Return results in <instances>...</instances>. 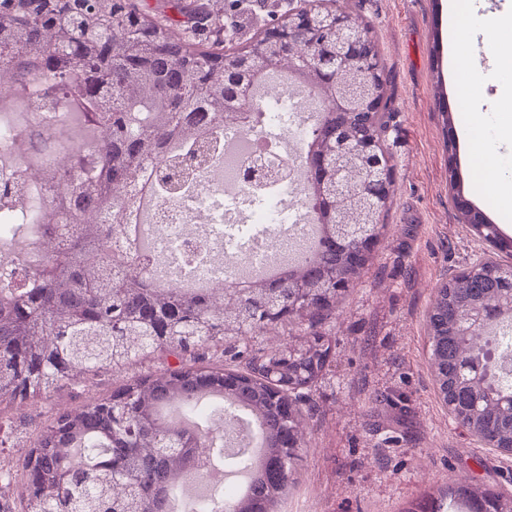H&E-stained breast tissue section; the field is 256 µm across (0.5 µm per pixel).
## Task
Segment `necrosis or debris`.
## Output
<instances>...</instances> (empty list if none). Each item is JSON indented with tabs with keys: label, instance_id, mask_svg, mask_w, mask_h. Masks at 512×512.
<instances>
[{
	"label": "necrosis or debris",
	"instance_id": "obj_1",
	"mask_svg": "<svg viewBox=\"0 0 512 512\" xmlns=\"http://www.w3.org/2000/svg\"><path fill=\"white\" fill-rule=\"evenodd\" d=\"M32 83L24 96L0 89V183L21 182L20 196L0 200V276L34 278L60 225L70 212L62 176L68 160L92 155L102 133L62 137L71 113L54 111ZM308 103L293 88L278 85L262 117H250L235 140L214 141V161L188 171L184 188L156 199L154 216L140 234L152 246V265L178 274L181 284L221 289L243 269H267L270 261L299 257L312 225L300 174L301 131ZM281 168L282 179L255 188L244 171L257 162Z\"/></svg>",
	"mask_w": 512,
	"mask_h": 512
}]
</instances>
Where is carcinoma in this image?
<instances>
[{
	"label": "carcinoma",
	"instance_id": "1",
	"mask_svg": "<svg viewBox=\"0 0 512 512\" xmlns=\"http://www.w3.org/2000/svg\"><path fill=\"white\" fill-rule=\"evenodd\" d=\"M69 14L60 23L57 0H0V68L15 84L33 81L45 86L54 111L68 112L71 100L60 92L69 86L84 102L88 121L105 130L96 157H80L72 169L89 175L70 179L75 206L104 220L85 221L68 234L42 265L33 286L19 284L0 293V403L41 397L65 383H78L107 368L124 367L155 352H187L270 330L281 323L302 326V358L292 363L277 354L257 356L244 343L231 355L242 365L183 366L124 384L103 399L75 413L54 416L37 443L24 453L20 476L0 470V482L21 479L26 512H43L51 500L56 512H178L176 492L183 476L195 468L199 428L184 429L162 415L180 406L194 415L219 394L251 409L262 422V459L240 455L232 465L249 473L241 496L215 486L198 501L194 512H273L285 498L301 459L300 433L309 418L305 390L323 372L329 348L318 330L336 310L344 294L313 304L301 300L293 315L272 318L276 304L291 293L308 294L325 276L358 282L371 258L359 255L350 242L336 238L335 226L356 221L361 205L358 189L367 178L352 153L344 159L343 196H323L332 169L316 166L312 157L327 153L336 135L353 144L369 138L385 141L389 78L377 43L368 57L350 64L354 84L375 68V103L349 112H321L303 130V162L313 221L328 228L319 251L288 266L275 280L258 279L252 303L242 311L240 300L204 290L155 286L141 266V254L125 271L114 270L106 252L123 237L127 209L137 205L132 194L145 171L170 149L185 153L175 164L158 170L156 182L165 191L181 188L176 172L184 163L196 167L211 157V145L200 138L207 126L224 133L239 112L224 110L237 95L230 69L250 59L288 67L280 38L262 29L234 53H225L235 31L224 24L214 3L196 6L198 21L190 27L169 15L144 17L151 36L129 30L126 0H68ZM90 27L97 36L68 54L49 57L46 49ZM312 47L311 69L298 81L311 95L330 105L341 87L336 69L322 63L337 35L332 24ZM449 181L456 186L454 118L446 111ZM454 203L468 204L464 223L483 230L496 244L495 254L512 255V238L499 232L484 213L469 205L461 191ZM511 266L496 261L487 267H464L437 288L426 316L430 368L452 423L475 437L489 436L512 446V318L494 327L464 333L458 313L464 309L494 310L501 303ZM125 402L127 414L112 417L109 404ZM66 481H61L64 474ZM407 512H512V499L481 484L450 487L438 498H425Z\"/></svg>",
	"mask_w": 512,
	"mask_h": 512
}]
</instances>
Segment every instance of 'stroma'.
<instances>
[{"label": "stroma", "mask_w": 512, "mask_h": 512, "mask_svg": "<svg viewBox=\"0 0 512 512\" xmlns=\"http://www.w3.org/2000/svg\"><path fill=\"white\" fill-rule=\"evenodd\" d=\"M352 2L354 17L371 25L390 74L385 144L394 164L393 197L363 278L322 327L331 362L311 389L303 458L277 512H408L422 497L475 481L512 498V455L483 447L453 424L437 396L425 323L438 287L481 247L453 206L436 97L444 95L457 111L460 131L473 110L497 112L512 89L487 61L470 94H459L448 61V0ZM286 6V0L220 3L243 22L245 38L269 11ZM456 149L461 192L512 237V211L484 192L464 140ZM174 363L160 352L0 407L11 432L10 446L0 447V467L20 469L24 449L52 414L79 410Z\"/></svg>", "instance_id": "obj_1"}]
</instances>
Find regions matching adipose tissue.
Returning <instances> with one entry per match:
<instances>
[{
    "label": "adipose tissue",
    "instance_id": "ef3b65f1",
    "mask_svg": "<svg viewBox=\"0 0 512 512\" xmlns=\"http://www.w3.org/2000/svg\"><path fill=\"white\" fill-rule=\"evenodd\" d=\"M499 122L495 137H488V127L483 113H474L463 137L470 147V155L481 177L487 194L497 199L507 209L512 208V178L501 171V160L497 146L512 141V95L500 102Z\"/></svg>",
    "mask_w": 512,
    "mask_h": 512
}]
</instances>
